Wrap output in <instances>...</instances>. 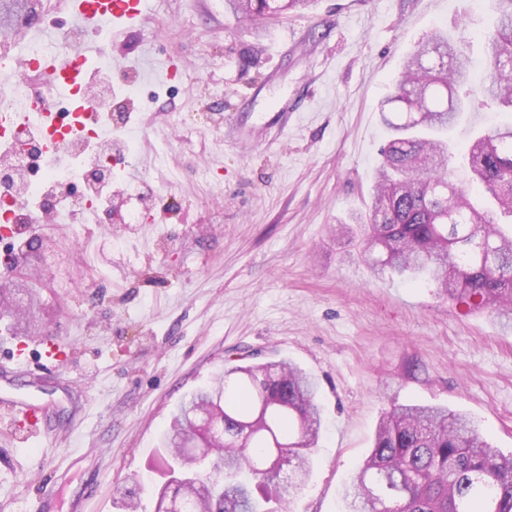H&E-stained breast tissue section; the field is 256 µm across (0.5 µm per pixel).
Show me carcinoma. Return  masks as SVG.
<instances>
[{"label":"carcinoma","instance_id":"carcinoma-1","mask_svg":"<svg viewBox=\"0 0 512 512\" xmlns=\"http://www.w3.org/2000/svg\"><path fill=\"white\" fill-rule=\"evenodd\" d=\"M483 36L489 74L473 81L466 48L442 31L408 59L379 112L388 133L374 197L359 226L357 257L376 274L421 280L464 314L498 311L512 327V119L475 134L459 153L448 133L472 106L512 108V0H496ZM314 0H228L241 21L307 9ZM318 383L298 366H236L180 403L164 438L181 476L161 489L177 512H261L273 482L267 456L288 448L289 490L308 472L320 427ZM211 416L226 473L195 461L188 433ZM348 512H512V453L464 414L398 405L379 421L373 448L345 490Z\"/></svg>","mask_w":512,"mask_h":512}]
</instances>
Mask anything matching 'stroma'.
Here are the masks:
<instances>
[{
	"instance_id": "35a3bbf8",
	"label": "stroma",
	"mask_w": 512,
	"mask_h": 512,
	"mask_svg": "<svg viewBox=\"0 0 512 512\" xmlns=\"http://www.w3.org/2000/svg\"><path fill=\"white\" fill-rule=\"evenodd\" d=\"M148 18L108 38L111 57H173L171 80L120 71L113 110L136 142L114 166L121 219L33 228L9 282L30 291L42 334L85 417L45 375L38 338L0 335V363L27 340L61 406L52 439L0 418V512H155L173 413L224 369L286 360L320 383L323 430L306 485L273 512H344L343 486L394 404L471 416L512 451V331L463 315L419 283L343 262L335 227L370 204L386 134L378 104L422 38L442 28L486 74L494 0H316L304 14L240 22L225 0H147ZM294 108L280 127L275 105Z\"/></svg>"
}]
</instances>
